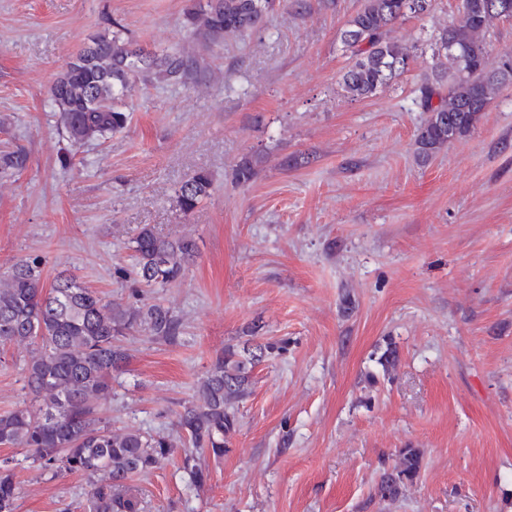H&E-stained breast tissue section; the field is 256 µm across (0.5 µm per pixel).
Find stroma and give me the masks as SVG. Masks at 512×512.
Wrapping results in <instances>:
<instances>
[{
  "label": "stroma",
  "instance_id": "obj_1",
  "mask_svg": "<svg viewBox=\"0 0 512 512\" xmlns=\"http://www.w3.org/2000/svg\"><path fill=\"white\" fill-rule=\"evenodd\" d=\"M186 4L0 0V150L28 155L0 175V271L40 255L44 283L67 271L181 322L174 344L124 338L129 359L99 408L112 428L176 447L134 479L146 512H512V84L421 166L415 98L430 54L414 51L374 96L340 86V35L362 0H280L262 29L214 45L184 26ZM461 21L459 0H435L388 36L413 48ZM116 22L148 50L184 49L201 75L136 84L127 128L62 166L50 85ZM287 155L297 165L283 168ZM246 159L257 173L240 185ZM200 169L213 191L183 213L175 190ZM145 224L196 244L175 285L138 290L115 274ZM280 339L288 350L254 367L224 456L198 455L206 481L190 485L178 413L224 347ZM389 341L400 357L386 375L375 355ZM30 351L0 344V414L26 397ZM408 447L421 454L416 481L396 500L375 496ZM5 457L16 512H91L86 475L43 471L21 448L0 446Z\"/></svg>",
  "mask_w": 512,
  "mask_h": 512
}]
</instances>
